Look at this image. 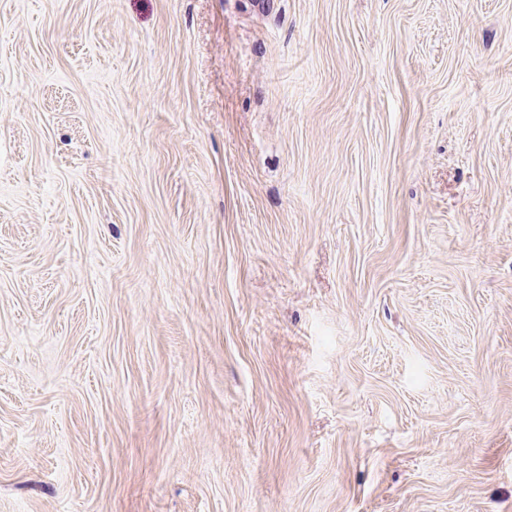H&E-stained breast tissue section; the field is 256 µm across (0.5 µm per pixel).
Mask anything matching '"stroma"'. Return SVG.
I'll use <instances>...</instances> for the list:
<instances>
[{
	"instance_id": "35a3bbf8",
	"label": "stroma",
	"mask_w": 512,
	"mask_h": 512,
	"mask_svg": "<svg viewBox=\"0 0 512 512\" xmlns=\"http://www.w3.org/2000/svg\"><path fill=\"white\" fill-rule=\"evenodd\" d=\"M0 512H512V0H0Z\"/></svg>"
}]
</instances>
